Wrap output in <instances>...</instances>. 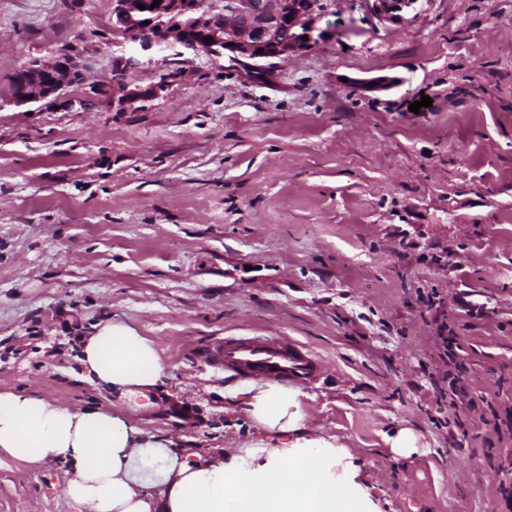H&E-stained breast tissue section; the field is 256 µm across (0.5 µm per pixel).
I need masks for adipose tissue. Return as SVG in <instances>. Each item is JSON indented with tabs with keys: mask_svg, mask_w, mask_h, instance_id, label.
<instances>
[{
	"mask_svg": "<svg viewBox=\"0 0 512 512\" xmlns=\"http://www.w3.org/2000/svg\"><path fill=\"white\" fill-rule=\"evenodd\" d=\"M85 378L119 400L146 408L165 365L152 340L112 320L81 340ZM250 419L272 439L246 455L189 460L170 440L135 431L116 410H72L29 391H0V451L28 463L70 465L65 488L79 512H368L340 493L334 448L320 439L289 442L302 421L296 394L275 383L241 390Z\"/></svg>",
	"mask_w": 512,
	"mask_h": 512,
	"instance_id": "obj_1",
	"label": "adipose tissue"
}]
</instances>
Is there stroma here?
Returning a JSON list of instances; mask_svg holds the SVG:
<instances>
[{
    "mask_svg": "<svg viewBox=\"0 0 512 512\" xmlns=\"http://www.w3.org/2000/svg\"><path fill=\"white\" fill-rule=\"evenodd\" d=\"M329 40L267 83L185 52L183 81L132 112L0 107V390L111 407L225 458L263 437L201 351L283 334L324 375L289 440L336 451L374 512H503L512 492V0H421L380 22L331 0ZM113 0H0V93L80 38L87 80L123 38ZM392 78L368 90L364 81ZM425 94L426 110H409ZM442 303L429 308L423 289ZM112 319L166 366L154 409L82 381L81 339ZM464 393L450 406L441 323ZM414 450L394 452L400 431ZM68 466L0 455V512H77Z\"/></svg>",
    "mask_w": 512,
    "mask_h": 512,
    "instance_id": "stroma-1",
    "label": "stroma"
}]
</instances>
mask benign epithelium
Wrapping results in <instances>:
<instances>
[{"label":"benign epithelium","mask_w":512,"mask_h":512,"mask_svg":"<svg viewBox=\"0 0 512 512\" xmlns=\"http://www.w3.org/2000/svg\"><path fill=\"white\" fill-rule=\"evenodd\" d=\"M420 0H367L370 12L380 21L396 22L417 9ZM141 0H113V15L124 23L125 40L135 50L112 57V78L92 84L84 96L69 93L85 83L86 64L80 47L66 43L36 63L44 80L21 84L10 105L34 112L49 100L67 109H84L95 104L109 112H126L135 104L144 108L163 97L183 80V72L159 73L147 86L138 83L135 73L159 69L163 58L186 50L211 60H224L255 80L269 77L274 61L305 51L324 37L317 23L329 10L324 0H164L155 16L139 8ZM166 17L182 19L165 38L151 35L150 29L167 27ZM300 28L293 37L282 36L285 24Z\"/></svg>","instance_id":"benign-epithelium-1"}]
</instances>
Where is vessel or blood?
<instances>
[{"label": "vessel or blood", "instance_id": "vessel-or-blood-1", "mask_svg": "<svg viewBox=\"0 0 512 512\" xmlns=\"http://www.w3.org/2000/svg\"><path fill=\"white\" fill-rule=\"evenodd\" d=\"M207 360L232 376L304 387L324 371L323 362L288 336H227L209 350Z\"/></svg>", "mask_w": 512, "mask_h": 512}]
</instances>
